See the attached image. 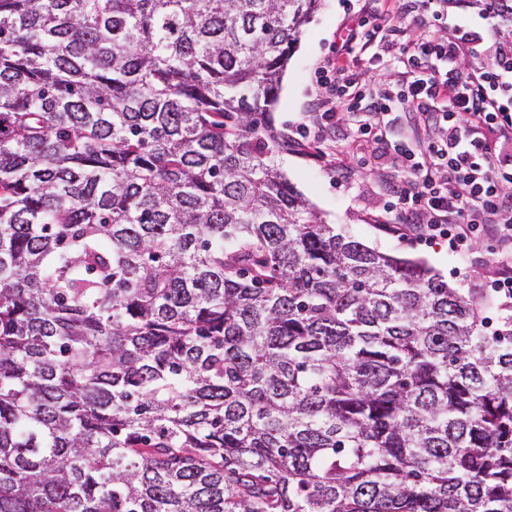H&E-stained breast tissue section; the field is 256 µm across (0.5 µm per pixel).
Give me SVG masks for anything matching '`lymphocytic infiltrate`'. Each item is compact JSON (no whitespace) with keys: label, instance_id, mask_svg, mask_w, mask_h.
<instances>
[{"label":"lymphocytic infiltrate","instance_id":"1","mask_svg":"<svg viewBox=\"0 0 512 512\" xmlns=\"http://www.w3.org/2000/svg\"><path fill=\"white\" fill-rule=\"evenodd\" d=\"M395 10L411 30L373 26L374 12ZM453 28L451 38L441 37ZM480 33L449 26L445 0H365L315 72L324 94L316 102L320 127L357 112L386 116L409 102L429 137L411 140L387 124L363 123L357 136L373 139L398 164L385 213L387 230L402 239H444L467 257L482 238L494 242L497 276L489 291L512 300V46L486 50ZM393 57L403 67L396 95H368L363 51Z\"/></svg>","mask_w":512,"mask_h":512}]
</instances>
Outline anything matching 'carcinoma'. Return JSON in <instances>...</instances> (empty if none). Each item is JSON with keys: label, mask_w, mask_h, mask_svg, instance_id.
<instances>
[{"label": "carcinoma", "mask_w": 512, "mask_h": 512, "mask_svg": "<svg viewBox=\"0 0 512 512\" xmlns=\"http://www.w3.org/2000/svg\"><path fill=\"white\" fill-rule=\"evenodd\" d=\"M320 2L0 0V512H512V306L278 168Z\"/></svg>", "instance_id": "cac0c4a2"}]
</instances>
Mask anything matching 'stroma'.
<instances>
[{"mask_svg": "<svg viewBox=\"0 0 512 512\" xmlns=\"http://www.w3.org/2000/svg\"><path fill=\"white\" fill-rule=\"evenodd\" d=\"M355 4L356 0H322L291 53L272 112L273 125L282 137L276 157L279 168L337 231L383 253L424 259L453 287L469 289L489 282L496 272L488 264L493 249L488 240L475 243L463 259L449 250L447 242L403 240L382 229L391 161L379 155L373 141L355 137L352 121L304 140L295 138L299 126L314 122L313 100L321 93L314 71L328 58L341 28L353 19ZM486 13L485 0H448L449 24L482 32L492 46L504 41L505 35L499 28H486Z\"/></svg>", "mask_w": 512, "mask_h": 512, "instance_id": "1", "label": "stroma"}]
</instances>
